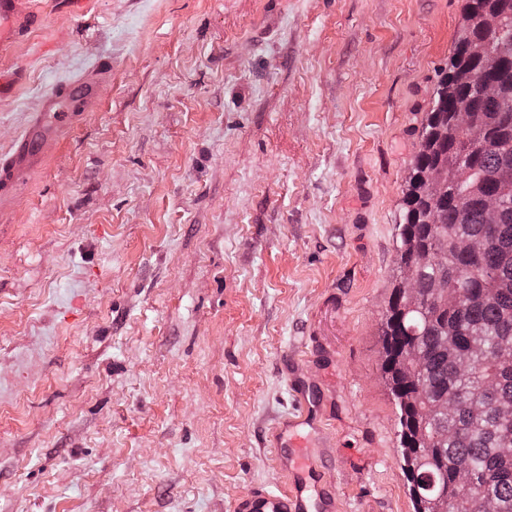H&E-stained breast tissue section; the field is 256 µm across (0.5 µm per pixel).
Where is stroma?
<instances>
[{
	"label": "stroma",
	"instance_id": "obj_1",
	"mask_svg": "<svg viewBox=\"0 0 512 512\" xmlns=\"http://www.w3.org/2000/svg\"><path fill=\"white\" fill-rule=\"evenodd\" d=\"M463 0H21L0 196V512H232L302 385L336 512H414L382 324ZM101 73H95V76L83 77L73 82L63 83L53 88L43 102V112L52 113L55 121H60L64 117V112L57 109V105L63 100L73 96H80L81 101L93 96L96 85ZM52 129L46 127L44 119L36 121L29 132L20 141L16 152L0 160V194L8 193L23 171L38 163L41 155L37 153L40 144L48 136H53Z\"/></svg>",
	"mask_w": 512,
	"mask_h": 512
}]
</instances>
